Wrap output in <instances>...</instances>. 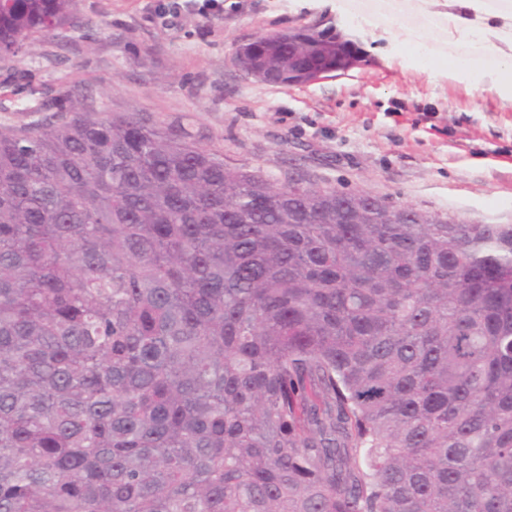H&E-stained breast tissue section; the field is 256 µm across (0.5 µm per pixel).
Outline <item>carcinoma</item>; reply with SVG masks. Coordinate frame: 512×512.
Wrapping results in <instances>:
<instances>
[{
    "label": "carcinoma",
    "mask_w": 512,
    "mask_h": 512,
    "mask_svg": "<svg viewBox=\"0 0 512 512\" xmlns=\"http://www.w3.org/2000/svg\"><path fill=\"white\" fill-rule=\"evenodd\" d=\"M66 26L0 0V54ZM63 97L0 130V512H512V224Z\"/></svg>",
    "instance_id": "obj_1"
}]
</instances>
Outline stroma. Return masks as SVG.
<instances>
[{"mask_svg":"<svg viewBox=\"0 0 512 512\" xmlns=\"http://www.w3.org/2000/svg\"><path fill=\"white\" fill-rule=\"evenodd\" d=\"M159 0H78L84 37L56 31L0 58V129L43 120L14 97L11 73L83 97L101 115L135 113L186 130L275 184L345 193L485 224H512V88L488 68L454 70L461 51L428 26L448 0H224L219 14L169 23ZM310 23L333 27L368 63L281 87L242 75L236 46ZM424 44L418 54L416 44Z\"/></svg>","mask_w":512,"mask_h":512,"instance_id":"stroma-1","label":"stroma"}]
</instances>
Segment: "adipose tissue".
Segmentation results:
<instances>
[{"label": "adipose tissue", "instance_id": "1", "mask_svg": "<svg viewBox=\"0 0 512 512\" xmlns=\"http://www.w3.org/2000/svg\"><path fill=\"white\" fill-rule=\"evenodd\" d=\"M450 9L443 19L459 44L480 47L499 77L512 76V56H503L490 45L488 21L497 11L488 0H448Z\"/></svg>", "mask_w": 512, "mask_h": 512}]
</instances>
